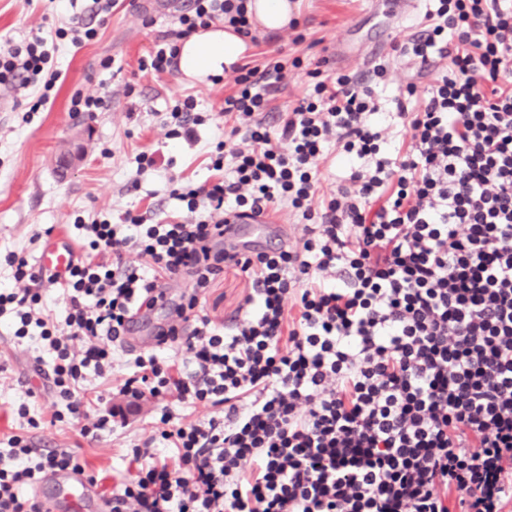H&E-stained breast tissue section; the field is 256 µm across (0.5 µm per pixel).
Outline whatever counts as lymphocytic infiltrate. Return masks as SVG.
Masks as SVG:
<instances>
[{
    "label": "lymphocytic infiltrate",
    "instance_id": "f902f5d3",
    "mask_svg": "<svg viewBox=\"0 0 512 512\" xmlns=\"http://www.w3.org/2000/svg\"><path fill=\"white\" fill-rule=\"evenodd\" d=\"M174 36L141 62L172 70L180 40L221 21L252 35L249 0H189ZM424 30L397 49L448 66L408 111H380L371 86L317 81L270 135L261 117L282 63L239 72L224 118L240 145L216 148L204 182L174 185L182 212L149 224L124 215L85 225L88 249L46 285L9 254L0 324L38 333L46 372L81 436L111 428L90 415L89 377L158 401L153 441L131 448L109 512H512V0H436ZM83 17L0 50V86L51 100L61 77L50 43L80 46ZM409 144L385 146L381 123ZM350 174L317 196L330 146ZM288 206L295 244L232 254L225 225ZM133 251L141 266L124 262ZM250 288L229 323L204 295L225 268ZM192 283L149 349H128L132 316ZM208 403L198 422L170 401ZM52 470L84 473L69 448H35L24 431L0 438V512H43L35 488Z\"/></svg>",
    "mask_w": 512,
    "mask_h": 512
}]
</instances>
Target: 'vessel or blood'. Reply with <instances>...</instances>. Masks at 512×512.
I'll return each instance as SVG.
<instances>
[{"label":"vessel or blood","mask_w":512,"mask_h":512,"mask_svg":"<svg viewBox=\"0 0 512 512\" xmlns=\"http://www.w3.org/2000/svg\"><path fill=\"white\" fill-rule=\"evenodd\" d=\"M266 218L249 219L228 225L224 232L227 241L238 249H260L269 244ZM76 259L72 246L56 239L45 246L36 266L44 277L63 280ZM36 496L44 512H104L106 505L96 494L90 479L83 474L58 472L45 477L39 485Z\"/></svg>","instance_id":"obj_1"}]
</instances>
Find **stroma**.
<instances>
[{"mask_svg":"<svg viewBox=\"0 0 512 512\" xmlns=\"http://www.w3.org/2000/svg\"><path fill=\"white\" fill-rule=\"evenodd\" d=\"M294 27L270 37L258 35L256 44L239 57V65L265 68L279 61L285 79L269 94L271 113L291 111L312 88L313 70L323 77L350 75L375 89L381 111L394 109L393 100L407 84L425 86L418 63L399 56L393 43L421 29L429 0H417L414 10L392 17L380 0H289ZM88 0H0V49L37 31L66 26L73 13L85 11ZM177 27L176 16L147 19L137 0H118L112 12L96 24L97 37L81 47L61 44L58 52L63 80L45 109L32 111L33 99L0 88V284L9 285L10 253L36 260L44 241L34 233L52 230L67 240L78 239L76 217H106L119 223L125 213L160 220L176 210L168 196L172 183L205 181L210 155L225 140L222 109L225 97L237 86L233 75L221 81H187L180 69L163 74L141 71L139 63L158 37ZM387 49L380 56L386 73L376 78L372 68L356 65L369 54L374 41ZM111 68H104L105 59ZM108 94L111 107L94 116L70 110L76 94ZM194 96L204 118L193 139L171 140L164 117L175 99ZM154 155L155 166L138 170L140 153ZM247 293L238 270L225 269L204 296L209 316L230 319ZM38 340L15 341L0 333V436L14 432V413L27 402L40 422L29 429L37 447L56 445L77 451L99 491L113 488L112 470L134 445L155 431L156 403L123 407L126 425L82 437L75 425L52 423L54 411L64 409L46 385L35 379Z\"/></svg>","mask_w":512,"mask_h":512,"instance_id":"stroma-1","label":"stroma"}]
</instances>
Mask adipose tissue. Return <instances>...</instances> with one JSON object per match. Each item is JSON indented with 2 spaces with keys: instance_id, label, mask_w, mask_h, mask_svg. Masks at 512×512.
<instances>
[{
  "instance_id": "obj_1",
  "label": "adipose tissue",
  "mask_w": 512,
  "mask_h": 512,
  "mask_svg": "<svg viewBox=\"0 0 512 512\" xmlns=\"http://www.w3.org/2000/svg\"><path fill=\"white\" fill-rule=\"evenodd\" d=\"M244 50V42L232 30L213 28L191 36L182 44L180 68L189 76L219 75Z\"/></svg>"
}]
</instances>
